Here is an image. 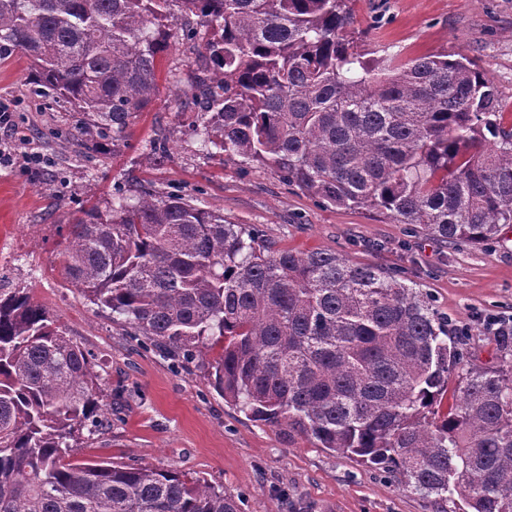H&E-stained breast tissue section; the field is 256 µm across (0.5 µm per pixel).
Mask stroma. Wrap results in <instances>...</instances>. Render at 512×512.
Masks as SVG:
<instances>
[{
    "label": "stroma",
    "mask_w": 512,
    "mask_h": 512,
    "mask_svg": "<svg viewBox=\"0 0 512 512\" xmlns=\"http://www.w3.org/2000/svg\"><path fill=\"white\" fill-rule=\"evenodd\" d=\"M349 36L369 61L441 54L474 60L497 87L512 128V0H352ZM183 91H175L171 72ZM193 66L182 48L159 62L158 90L119 140L88 150L79 113L28 93V61L0 63V99L23 105L0 126V148L37 151L39 169L0 168V288L28 289L55 324L95 356L103 394L122 391L112 425L73 444L81 463L175 469L222 488L241 512H464L461 498L434 502L404 479L356 456L321 448L291 428L254 420L224 400L201 366L184 368L125 336L65 279L62 251L82 210L107 209L114 189L177 192L261 230L280 249L333 251L426 291L449 325L467 330L466 360L501 361L498 326L512 325V224L496 240L449 245L373 212L325 206L260 164L200 154ZM170 151L148 162L157 141Z\"/></svg>",
    "instance_id": "obj_1"
}]
</instances>
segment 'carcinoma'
Here are the masks:
<instances>
[{"label": "carcinoma", "mask_w": 512, "mask_h": 512, "mask_svg": "<svg viewBox=\"0 0 512 512\" xmlns=\"http://www.w3.org/2000/svg\"><path fill=\"white\" fill-rule=\"evenodd\" d=\"M349 0H0V62L32 94L122 137L157 61L194 51L200 151L269 167L336 208L387 215L444 243L512 224V130L467 58L370 64ZM65 271L129 336L207 379L247 416L392 465L412 490L512 512V364L461 366L423 291L334 252L280 250L191 198L112 193L69 225ZM94 355L24 288H0V512H240L199 479L76 464L108 422ZM458 394L440 411L448 375Z\"/></svg>", "instance_id": "1"}]
</instances>
